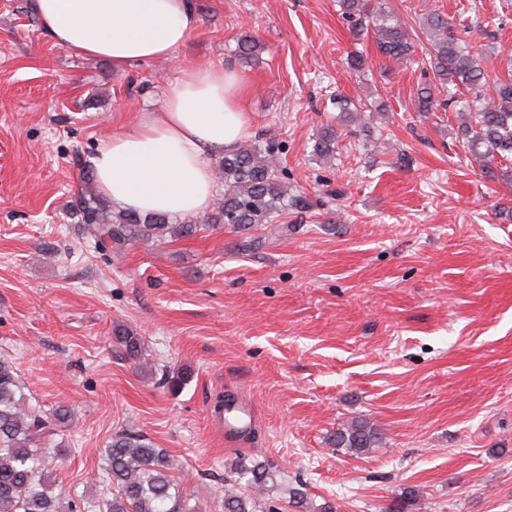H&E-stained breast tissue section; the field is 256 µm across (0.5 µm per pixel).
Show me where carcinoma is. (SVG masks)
Instances as JSON below:
<instances>
[{"instance_id": "carcinoma-1", "label": "carcinoma", "mask_w": 512, "mask_h": 512, "mask_svg": "<svg viewBox=\"0 0 512 512\" xmlns=\"http://www.w3.org/2000/svg\"><path fill=\"white\" fill-rule=\"evenodd\" d=\"M341 15L355 37L374 33L379 53L396 64L408 66L423 53L420 64L430 67L432 77L418 94V111L427 114L442 106L435 88L448 92L447 105L465 114L461 124L462 146L478 162L499 157L512 162V70L494 71L491 55L473 51L463 39L470 26L467 17L453 22L432 13L425 17L421 33L414 38L407 26L386 9L380 0H339ZM260 43L250 35L237 41L236 56L247 64L259 53ZM336 107L354 121L363 112H380L377 98L352 101L336 99ZM338 136L327 126L313 145L315 155L331 159ZM279 148L256 139L224 150L214 168L215 179L224 193L214 207L193 215L183 224H173L162 214L142 215L136 211L111 212L100 196L92 172L84 174V187L74 209L95 247L120 250L135 243L153 244L168 236H191L204 229L231 226L240 232L265 224L276 231H289L285 218L311 208L307 196L288 187V173L278 156ZM116 342L131 358H142V338L117 325ZM52 421L29 407L21 391L17 369L0 358V512H81L74 500L62 503L61 493L49 476L62 459V448H44L38 436ZM333 443L362 453L383 444V436L366 421L351 422L334 433ZM106 473L112 493L99 512H191L183 490L171 471L175 460L164 448H156L140 435L117 433L105 450ZM238 479L246 482L245 494L233 485L224 487V512H274L262 507L265 496L279 485L280 470L267 461L241 460ZM292 503L301 512H336L329 502L316 506L300 489L292 490Z\"/></svg>"}]
</instances>
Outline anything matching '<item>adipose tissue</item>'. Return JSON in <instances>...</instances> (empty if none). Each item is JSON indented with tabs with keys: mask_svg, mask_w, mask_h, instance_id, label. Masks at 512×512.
Returning a JSON list of instances; mask_svg holds the SVG:
<instances>
[{
	"mask_svg": "<svg viewBox=\"0 0 512 512\" xmlns=\"http://www.w3.org/2000/svg\"><path fill=\"white\" fill-rule=\"evenodd\" d=\"M36 13L56 46L107 59L120 72L172 57L196 25L191 0H37ZM242 95L238 76L224 68L186 72L160 112L99 146L100 193L142 214L208 210L215 195L209 155L248 131Z\"/></svg>",
	"mask_w": 512,
	"mask_h": 512,
	"instance_id": "1",
	"label": "adipose tissue"
}]
</instances>
